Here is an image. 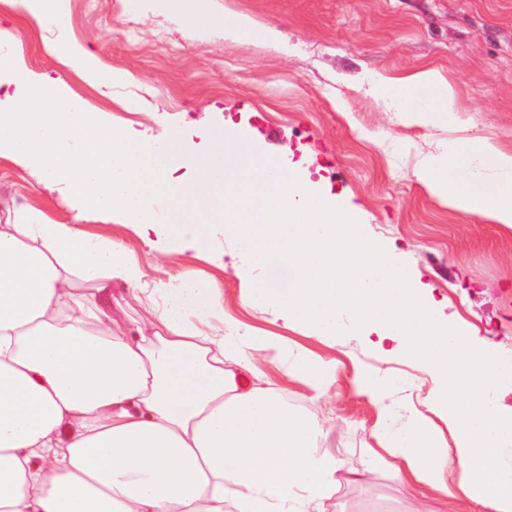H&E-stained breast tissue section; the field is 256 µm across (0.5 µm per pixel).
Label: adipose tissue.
Listing matches in <instances>:
<instances>
[{
	"label": "adipose tissue",
	"instance_id": "ef3b65f1",
	"mask_svg": "<svg viewBox=\"0 0 512 512\" xmlns=\"http://www.w3.org/2000/svg\"><path fill=\"white\" fill-rule=\"evenodd\" d=\"M210 2L128 0L194 31L272 40L270 29ZM0 4L40 25L70 20V0ZM47 51L94 87L129 77L77 42ZM4 72L14 90L11 108H0V159L66 195L74 216L61 224L27 210L0 224V512H324L340 478L363 477L319 451L322 427L253 363L270 357L323 394L335 361L225 318L214 280L148 283L133 249L80 229L91 214L133 228L160 253L196 257L215 233L232 234L250 263L288 277L243 289L244 303L311 337L350 321L376 347L419 364L436 387L427 411L412 410L399 427L385 377L353 367L354 392L376 406L375 437L400 483L512 512V407L501 402L512 362L442 317L431 288L386 256L344 198L235 125L199 130L196 148L176 126L154 135L113 125L62 80L0 49ZM371 88L411 124L451 125L460 110L432 68ZM415 176L455 210L512 231V151L486 139L465 150L454 139ZM118 290L153 310L152 335H128L123 306L112 303Z\"/></svg>",
	"mask_w": 512,
	"mask_h": 512
}]
</instances>
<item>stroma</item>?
<instances>
[{
    "label": "stroma",
    "mask_w": 512,
    "mask_h": 512,
    "mask_svg": "<svg viewBox=\"0 0 512 512\" xmlns=\"http://www.w3.org/2000/svg\"><path fill=\"white\" fill-rule=\"evenodd\" d=\"M216 11L249 16L275 31L270 43H231L223 33L196 36L166 15L139 14L128 0H70L67 37L91 46L102 62L130 72L129 84L95 89L46 51L58 37L33 21L0 16V43L35 72L63 79L90 108L108 111L115 125L152 128L179 120L191 127L231 121L254 132L263 150L289 146L311 182L360 211L370 237L394 246L408 274L431 286L441 313L465 323L478 341L512 355V233L460 213L417 182L414 170L441 155L449 140L472 148L488 138L512 150V0H213ZM432 67L456 86L462 107L455 128L408 125L369 92L367 80ZM139 99L129 112L121 103ZM31 206L68 224L73 212L24 166L0 160V224ZM82 230L123 240L151 278L211 277L224 290V314L280 334L339 363L335 383L316 397L301 380L267 362L259 367L289 403L324 422L328 443L347 449L353 465L377 441L375 406L356 396L353 367L388 374V404L397 420L421 407L434 387L416 363L388 356L351 331L319 341L285 328L270 308L243 304L241 289L260 270L241 260L242 244L217 237L210 254L155 256L134 231L91 215ZM410 512L389 466L364 484L340 485L325 512Z\"/></svg>",
    "instance_id": "35a3bbf8"
}]
</instances>
